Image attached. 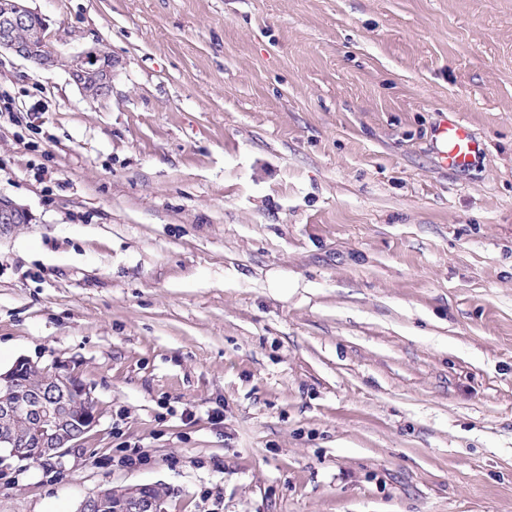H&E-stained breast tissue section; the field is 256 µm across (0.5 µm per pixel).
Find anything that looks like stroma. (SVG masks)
Wrapping results in <instances>:
<instances>
[{
  "instance_id": "obj_1",
  "label": "stroma",
  "mask_w": 512,
  "mask_h": 512,
  "mask_svg": "<svg viewBox=\"0 0 512 512\" xmlns=\"http://www.w3.org/2000/svg\"><path fill=\"white\" fill-rule=\"evenodd\" d=\"M29 5L117 65L0 52V373L98 422L1 460L0 512H512V0ZM65 63L71 79L86 96L99 97L111 90L116 62L104 50L95 48L71 56ZM443 163L448 167L464 168L484 150L483 143L461 120L442 119L434 131ZM52 372L40 368L37 365L28 362V366L15 383L11 398H18L19 394H29L31 392L43 391L48 401L52 402L54 393H52V382L55 386V392L61 394L63 399H68L72 394H87L84 386L70 372L58 368L52 377ZM155 489L156 485L131 486L121 491L109 489L112 501L108 499L107 491H100L85 498L76 512H165V500L155 493Z\"/></svg>"
}]
</instances>
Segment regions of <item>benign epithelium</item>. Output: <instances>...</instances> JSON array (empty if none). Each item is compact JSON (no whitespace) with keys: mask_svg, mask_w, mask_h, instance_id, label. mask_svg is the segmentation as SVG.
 I'll return each mask as SVG.
<instances>
[{"mask_svg":"<svg viewBox=\"0 0 512 512\" xmlns=\"http://www.w3.org/2000/svg\"><path fill=\"white\" fill-rule=\"evenodd\" d=\"M0 50L49 69L66 64L73 82L91 97L107 94L112 88L116 62L107 52L95 48L63 61L50 46V36L42 17L28 6V0H0ZM55 392L63 398L86 394L84 386L70 372L57 369L52 377ZM24 409L40 430L36 455L51 458L62 454L87 433L96 422L93 409L72 419L61 404L50 405L40 396L25 402ZM154 485H138L112 491H101L84 499L77 512H165L164 498L155 493Z\"/></svg>","mask_w":512,"mask_h":512,"instance_id":"obj_1","label":"benign epithelium"}]
</instances>
